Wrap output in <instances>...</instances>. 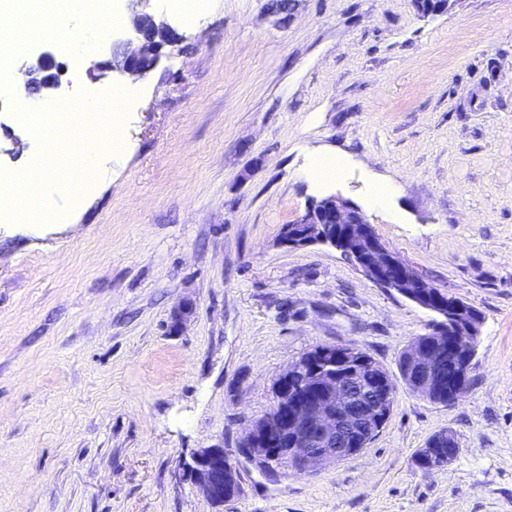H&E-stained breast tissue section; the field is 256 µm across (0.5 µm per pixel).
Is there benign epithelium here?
Listing matches in <instances>:
<instances>
[{
  "label": "benign epithelium",
  "instance_id": "benign-epithelium-1",
  "mask_svg": "<svg viewBox=\"0 0 512 512\" xmlns=\"http://www.w3.org/2000/svg\"><path fill=\"white\" fill-rule=\"evenodd\" d=\"M127 11L123 37L115 39L116 49L103 69L140 79L158 66L162 47L181 36L165 18L138 8L136 0L127 4ZM27 73L30 95L60 86V71L49 55L29 64ZM283 240L291 247L319 244L337 249L373 283L435 315L431 331L410 342L403 356V381L421 396L440 404L444 368L471 371L483 320L480 311L432 288L378 237L359 207L335 196L313 202ZM272 395L273 406H282L287 448L280 453L260 447L266 426L255 420L237 450L219 446L195 451L186 476L209 500L226 503L236 497L227 486L240 487L239 455L262 464L280 457L302 473L356 455L385 425L396 386L380 364L354 344L344 343L325 347L307 365L292 363L274 379Z\"/></svg>",
  "mask_w": 512,
  "mask_h": 512
}]
</instances>
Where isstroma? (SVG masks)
<instances>
[{
  "label": "stroma",
  "instance_id": "1",
  "mask_svg": "<svg viewBox=\"0 0 512 512\" xmlns=\"http://www.w3.org/2000/svg\"><path fill=\"white\" fill-rule=\"evenodd\" d=\"M202 0L135 83L120 132L54 224L0 223V512H512V0ZM112 40L77 58L55 98L103 93ZM0 100V169L33 135ZM340 159L304 180L311 154ZM399 186L385 207L378 181ZM336 196L418 273L483 316L471 381L449 406L401 383L434 317L340 251L284 243ZM194 311L176 324L183 302ZM352 343L397 384L353 457L270 475L239 458L240 496L213 504L184 475L235 449L271 382L318 346ZM451 431L459 452L416 455Z\"/></svg>",
  "mask_w": 512,
  "mask_h": 512
}]
</instances>
